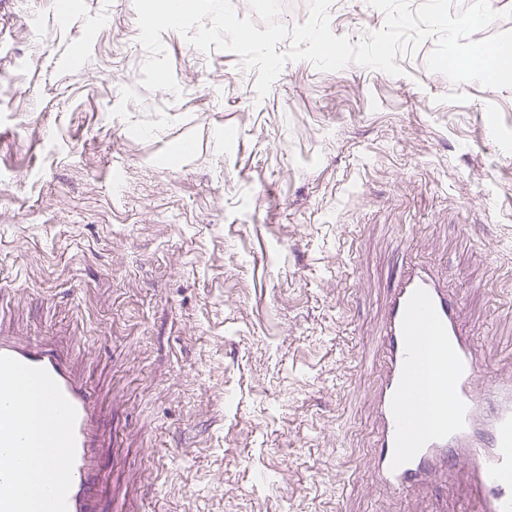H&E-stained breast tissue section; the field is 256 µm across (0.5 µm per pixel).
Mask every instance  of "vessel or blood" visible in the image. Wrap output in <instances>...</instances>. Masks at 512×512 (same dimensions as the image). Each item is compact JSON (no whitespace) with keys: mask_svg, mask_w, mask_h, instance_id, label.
<instances>
[{"mask_svg":"<svg viewBox=\"0 0 512 512\" xmlns=\"http://www.w3.org/2000/svg\"><path fill=\"white\" fill-rule=\"evenodd\" d=\"M462 297L441 271L408 258L386 297L378 342L380 380L372 396L377 430L374 473L384 490L404 493L465 468L475 512H512V379L482 382V365L461 322ZM0 355L45 369L76 410V457L67 512H99L105 483L104 412L96 388L73 365L71 348L0 333ZM426 366L431 405L413 398Z\"/></svg>","mask_w":512,"mask_h":512,"instance_id":"1","label":"vessel or blood"}]
</instances>
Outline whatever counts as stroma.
<instances>
[{
    "mask_svg": "<svg viewBox=\"0 0 512 512\" xmlns=\"http://www.w3.org/2000/svg\"><path fill=\"white\" fill-rule=\"evenodd\" d=\"M332 32L384 28L331 0ZM133 0H0V330L54 336L101 390L103 508L459 512V470L398 497L370 460L366 366L392 246L464 298L485 379L512 378V89L161 38L140 85Z\"/></svg>",
    "mask_w": 512,
    "mask_h": 512,
    "instance_id": "35a3bbf8",
    "label": "stroma"
}]
</instances>
